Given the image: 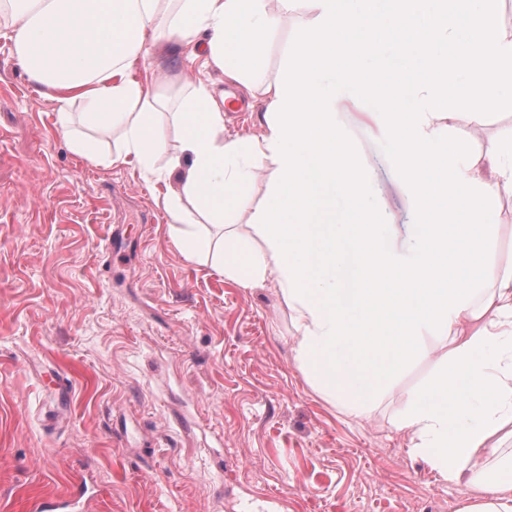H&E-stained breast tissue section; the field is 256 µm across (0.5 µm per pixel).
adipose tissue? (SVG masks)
<instances>
[{
  "label": "adipose tissue",
  "mask_w": 512,
  "mask_h": 512,
  "mask_svg": "<svg viewBox=\"0 0 512 512\" xmlns=\"http://www.w3.org/2000/svg\"><path fill=\"white\" fill-rule=\"evenodd\" d=\"M500 2L0 0V36L39 99L57 104L71 150L100 157L98 140L73 127L79 100L112 135L109 164L137 163L163 186L156 201L187 259L206 253L212 271L243 288L276 286L295 359L327 402L367 416L427 339L447 347L394 427L444 480L474 491L461 512H512L500 438L512 425V265L494 258L500 202L512 198V133L478 152L448 147L457 124L476 133L492 110L512 107V30ZM291 11L292 43L265 79L268 39ZM186 47L225 81L259 89L258 135H225L224 94L213 85L173 93L153 74L154 58ZM139 65L147 77L135 76ZM346 96L376 112L392 138L414 200L411 256L388 244L384 216L367 200L370 172L337 120ZM259 177L267 193L255 202L248 189ZM190 208L210 224L231 213L246 224L210 241Z\"/></svg>",
  "instance_id": "1"
}]
</instances>
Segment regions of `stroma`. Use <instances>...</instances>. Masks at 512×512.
I'll use <instances>...</instances> for the list:
<instances>
[{"instance_id": "35a3bbf8", "label": "stroma", "mask_w": 512, "mask_h": 512, "mask_svg": "<svg viewBox=\"0 0 512 512\" xmlns=\"http://www.w3.org/2000/svg\"><path fill=\"white\" fill-rule=\"evenodd\" d=\"M337 119L391 246L411 253L390 138L351 101ZM57 124L0 39V512L86 475L87 512H461L468 491L393 427L444 348L367 417L343 414L296 362L275 286L187 260L138 169L79 158Z\"/></svg>"}]
</instances>
